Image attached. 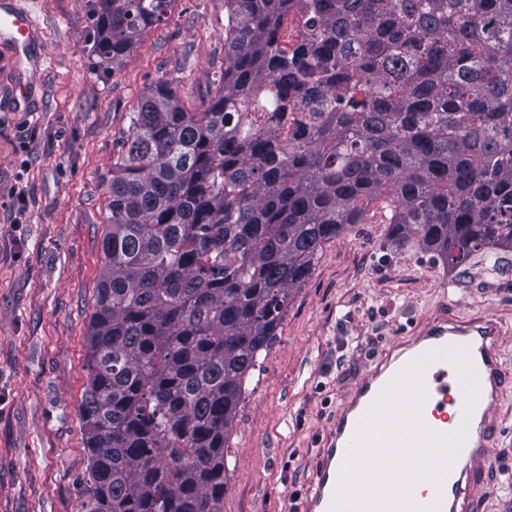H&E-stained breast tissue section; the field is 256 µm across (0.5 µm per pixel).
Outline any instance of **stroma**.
<instances>
[{"label":"stroma","mask_w":512,"mask_h":512,"mask_svg":"<svg viewBox=\"0 0 512 512\" xmlns=\"http://www.w3.org/2000/svg\"><path fill=\"white\" fill-rule=\"evenodd\" d=\"M99 5L35 0L46 54L38 112L15 109V50L0 42V512H81L80 403L112 165L154 82L176 79L193 112L224 71V0H174L117 64L94 50ZM389 216L384 200L370 203L294 290L225 444L224 512H301L344 391L439 309L498 319L512 373V251L478 252L453 270L416 243L395 246ZM496 413L478 512H512V387Z\"/></svg>","instance_id":"1"}]
</instances>
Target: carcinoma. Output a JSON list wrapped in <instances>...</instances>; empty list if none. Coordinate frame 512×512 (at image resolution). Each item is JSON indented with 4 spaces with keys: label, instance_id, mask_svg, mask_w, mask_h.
Listing matches in <instances>:
<instances>
[{
    "label": "carcinoma",
    "instance_id": "obj_1",
    "mask_svg": "<svg viewBox=\"0 0 512 512\" xmlns=\"http://www.w3.org/2000/svg\"><path fill=\"white\" fill-rule=\"evenodd\" d=\"M171 3L101 0L98 57ZM225 4L214 96L188 112L155 82L112 166L84 512H224L244 379L373 200L453 268L512 249V0Z\"/></svg>",
    "mask_w": 512,
    "mask_h": 512
}]
</instances>
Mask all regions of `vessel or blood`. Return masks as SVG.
<instances>
[{
    "label": "vessel or blood",
    "instance_id": "1",
    "mask_svg": "<svg viewBox=\"0 0 512 512\" xmlns=\"http://www.w3.org/2000/svg\"><path fill=\"white\" fill-rule=\"evenodd\" d=\"M36 27L37 20L30 7L0 5V40L12 44L20 72L12 90V99L16 106L22 108L28 107L32 97V71L45 63L44 54L35 48ZM500 335L501 327L493 317L460 318L442 312L402 336L347 392L323 434L305 494L303 512H329L339 470L357 424L382 389L412 359L430 349L448 345L468 347L479 378L480 398L470 421H467V441L442 490H435L432 484L422 482L415 487L413 498L421 505L441 498V512H477L473 489L485 474L489 450L499 428L496 405L504 388L512 384V376L502 368ZM425 384L428 396L422 409L424 422L441 433L455 431L464 422L463 393L455 369L447 362H435L425 373Z\"/></svg>",
    "mask_w": 512,
    "mask_h": 512
}]
</instances>
